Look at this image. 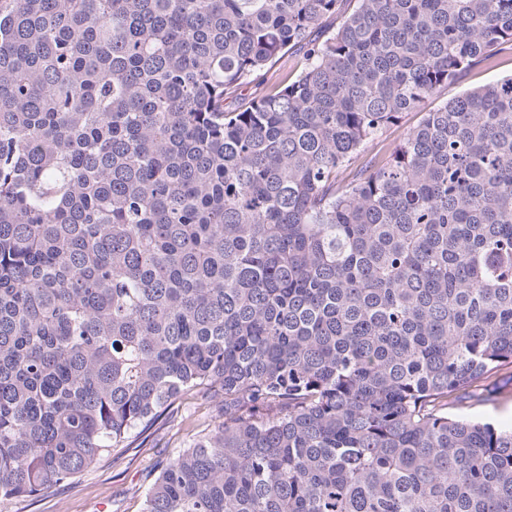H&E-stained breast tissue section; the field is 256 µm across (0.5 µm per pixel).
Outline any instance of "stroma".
<instances>
[{
  "instance_id": "1",
  "label": "stroma",
  "mask_w": 512,
  "mask_h": 512,
  "mask_svg": "<svg viewBox=\"0 0 512 512\" xmlns=\"http://www.w3.org/2000/svg\"><path fill=\"white\" fill-rule=\"evenodd\" d=\"M512 75V50L502 52L494 67L479 66L442 96L451 98L465 90ZM218 414L214 402L191 396L171 405L147 433L131 447L105 459L77 481L53 488L33 500L0 499V512H143L149 477L168 455L180 451L191 431L210 428Z\"/></svg>"
}]
</instances>
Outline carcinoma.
<instances>
[{
	"label": "carcinoma",
	"mask_w": 512,
	"mask_h": 512,
	"mask_svg": "<svg viewBox=\"0 0 512 512\" xmlns=\"http://www.w3.org/2000/svg\"><path fill=\"white\" fill-rule=\"evenodd\" d=\"M512 0H0V498L221 403L143 512H512ZM297 75L243 91L279 57ZM511 74L512 50H507L499 55L494 67H476L468 72L459 82L448 85V88L442 92L441 97L435 100L432 99L425 103L422 112L437 106L441 101L447 98L459 95L465 90L491 83L503 77L510 76ZM415 112H407L403 114L397 122L391 124L379 141L369 143L365 149L366 157H371L381 148L392 150L398 146L404 139L409 128L414 126L420 119L421 114ZM476 418L488 419L500 427L512 423V384H504L493 404L479 406L468 411Z\"/></svg>",
	"instance_id": "cac0c4a2"
}]
</instances>
